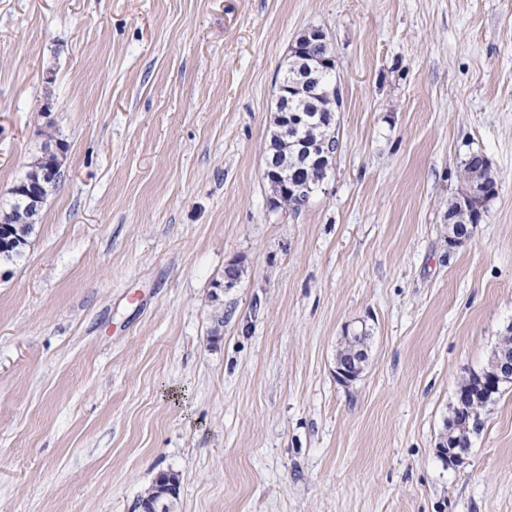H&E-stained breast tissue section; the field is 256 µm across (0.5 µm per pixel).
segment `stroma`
I'll return each instance as SVG.
<instances>
[{"label": "stroma", "mask_w": 512, "mask_h": 512, "mask_svg": "<svg viewBox=\"0 0 512 512\" xmlns=\"http://www.w3.org/2000/svg\"><path fill=\"white\" fill-rule=\"evenodd\" d=\"M312 26L339 148L294 213L264 172ZM50 124L61 182L0 266V512H140L162 472L169 512H512V385L436 455L512 325V0H0V210ZM472 151L499 193L452 247Z\"/></svg>", "instance_id": "1"}]
</instances>
